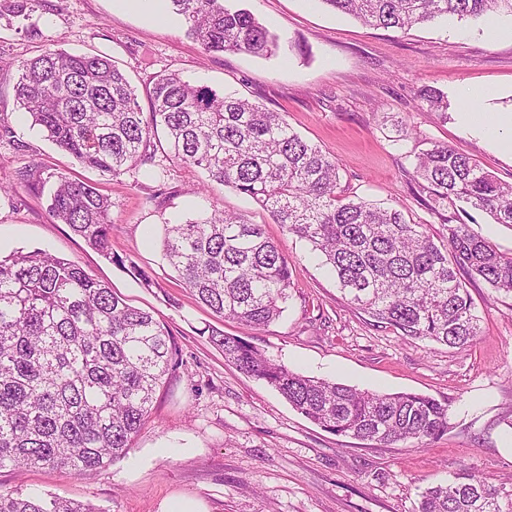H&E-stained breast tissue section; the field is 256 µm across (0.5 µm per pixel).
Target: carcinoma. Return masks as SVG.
Returning <instances> with one entry per match:
<instances>
[{"label":"carcinoma","instance_id":"cac0c4a2","mask_svg":"<svg viewBox=\"0 0 512 512\" xmlns=\"http://www.w3.org/2000/svg\"><path fill=\"white\" fill-rule=\"evenodd\" d=\"M365 24L406 31L417 25L512 15V0H321ZM40 0H0V18H26ZM188 37L206 52L270 58L280 38L228 0H169ZM15 97L32 124L84 166L118 177L165 156L197 168L260 203L306 241L336 275L347 301L377 328L463 347L480 318L459 274L512 295V253L466 224L434 240L425 224L396 209L341 194L339 165L301 137L281 112L177 73L155 76L149 112L125 74L102 54L45 49L16 64ZM432 112L447 96L419 93ZM431 210L448 205L512 224V183L456 149L432 142L415 156ZM50 217L109 255L112 200L92 184L45 171ZM162 256L218 320L263 329L285 310L288 261L263 225L213 206L206 216L163 224ZM224 361L277 391L298 413L338 436L385 447L425 446L448 432V404L414 392L379 393L307 377L211 326L199 331ZM175 345L151 313L132 307L79 265L47 251L0 257V468H64L75 473L126 457L151 414ZM0 512H101L89 504L0 489ZM418 512H512V493L464 468L428 487Z\"/></svg>","mask_w":512,"mask_h":512}]
</instances>
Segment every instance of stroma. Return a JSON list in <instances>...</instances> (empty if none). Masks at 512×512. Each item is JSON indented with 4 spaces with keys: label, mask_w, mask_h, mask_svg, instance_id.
Segmentation results:
<instances>
[{
    "label": "stroma",
    "mask_w": 512,
    "mask_h": 512,
    "mask_svg": "<svg viewBox=\"0 0 512 512\" xmlns=\"http://www.w3.org/2000/svg\"><path fill=\"white\" fill-rule=\"evenodd\" d=\"M273 32L303 44L269 59L202 52L179 18L158 24L114 0H42L29 20L0 22V255L45 250L75 261L129 304L164 323L177 347L152 413L129 455L81 474L67 469H0V488L52 494L102 512H163L177 499L201 512H416L421 492L461 467L512 491V296L479 279L464 283L481 318L468 346L450 348L372 326L348 306L332 272L309 246L273 223L261 206L200 172L154 162L118 177L85 168L33 127L14 97V63L44 48L103 52L124 70L141 108L153 78L175 71L212 88L283 112L293 129L340 165V186L400 210L441 236L466 224L512 252V225L482 211L429 209L414 178L418 140L395 137L393 121L445 143L512 183V158L458 120L462 84L491 89L483 106L512 110V37L491 35L512 15L451 18L407 31L367 26L322 0H243ZM431 86L448 114L421 109ZM60 172L95 183L112 200L111 256L54 222L35 174ZM263 225L288 259L291 290L283 316L264 329L219 321L165 265L162 225L209 211L212 203ZM242 337L303 375L362 390L416 392L447 403L451 427L427 447L391 448L339 437L295 411L276 391L227 365L200 331Z\"/></svg>",
    "instance_id": "1"
}]
</instances>
